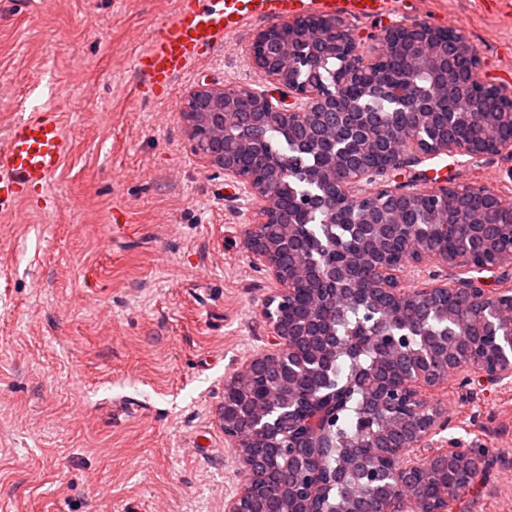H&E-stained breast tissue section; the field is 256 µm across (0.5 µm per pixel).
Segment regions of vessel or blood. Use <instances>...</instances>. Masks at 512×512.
<instances>
[{
  "label": "vessel or blood",
  "mask_w": 512,
  "mask_h": 512,
  "mask_svg": "<svg viewBox=\"0 0 512 512\" xmlns=\"http://www.w3.org/2000/svg\"><path fill=\"white\" fill-rule=\"evenodd\" d=\"M401 0H177L134 62L138 98L166 99L176 80L256 20L319 13L369 20L397 13ZM73 150L60 112L36 108L0 140V218L46 193Z\"/></svg>",
  "instance_id": "vessel-or-blood-1"
}]
</instances>
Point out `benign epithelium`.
I'll use <instances>...</instances> for the list:
<instances>
[{
    "label": "benign epithelium",
    "mask_w": 512,
    "mask_h": 512,
    "mask_svg": "<svg viewBox=\"0 0 512 512\" xmlns=\"http://www.w3.org/2000/svg\"><path fill=\"white\" fill-rule=\"evenodd\" d=\"M378 46L361 52L358 38L346 20L313 17L307 21L288 18L256 34L248 48L252 67L264 78L288 90V101L275 99L265 91L246 86L216 87L201 84L191 88L185 99L183 115L188 119L190 137L195 151L224 169V176L233 179L254 199L263 202L253 215L247 246L253 266L264 270L278 285L268 299L264 316L268 330L276 342L271 352H259L224 382V440L236 449L239 470L249 477L244 492L230 499L225 512H309L330 487L333 474L323 466L325 437L336 415V398L320 399L303 409L298 404L303 378L317 374L336 355L333 338L322 320L309 313L304 326L284 322L282 306L296 305L300 287L314 292L320 306L336 307L345 294L354 261L326 258L323 263L296 266L285 272L280 254L296 245L291 233L295 219L312 205L324 202L349 207L357 205L366 211L368 222L401 230L403 213L413 205L432 202L429 208L435 221L448 222V193L455 188L447 182L424 191L410 190L392 183L394 172L427 156L445 154L450 157L480 158L511 156L512 139L501 140L496 125H488L482 142L456 138H425L424 131L438 112V97L452 87L469 102L487 91H495L499 100L498 115L512 121V88L488 83L483 75L479 54L474 46L456 30L418 22L393 25L377 36ZM389 50L405 54V77L391 83L375 79ZM331 58L341 61L343 73L339 83L326 84L315 78L319 69ZM420 70L433 77L430 87L414 81ZM359 72L372 81L362 88L363 95L379 94L390 100L393 111L409 116L408 131L387 133L372 121L366 111L344 90L345 82ZM208 99L217 111L224 113V126L200 128L190 120L191 106ZM260 112L290 131L304 135L306 147L327 156L331 172L319 176L320 194L293 199L292 215L283 217L272 203L276 197L274 179L266 172H245L226 153L220 158L202 147L203 138L226 135L237 127L243 110ZM238 142L261 150L262 135L258 129H241ZM379 150L387 163L370 167L364 157ZM372 263L371 286L365 290L370 301L384 300L393 310L408 305L425 309L448 292L460 296L459 307L451 316L460 325L468 323L467 313L474 308L487 309L485 335L493 343L488 356H478L464 363H453L450 351L428 349L420 356L403 351L404 336L368 332L353 341L363 348L379 352L394 361L409 360L410 367L386 384L385 396L372 398L368 418L381 427L375 450L360 452L358 463L368 466L386 461L384 494L379 497L377 512H448V494L432 501L416 493V477L422 463L438 477L454 474V483L468 485L485 463L481 448H461L450 441L446 448H434L436 436L448 427V419L427 394L448 383V377L462 376L460 386L469 382L472 373L492 382L512 381V289L487 287L483 278L473 273L512 265V248L494 254L472 250L463 265L450 260L448 253L415 247L407 257L396 259L384 248L381 234L372 232L362 237ZM434 268L430 282L410 290L404 286L401 272L405 266ZM452 267L458 277L453 285L438 272ZM262 441L274 448L290 452L279 470L288 494L277 509L258 497L270 472L267 463L244 451L250 444Z\"/></svg>",
    "instance_id": "1"
}]
</instances>
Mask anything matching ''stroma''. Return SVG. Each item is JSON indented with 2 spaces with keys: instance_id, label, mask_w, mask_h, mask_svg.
<instances>
[{
  "instance_id": "obj_1",
  "label": "stroma",
  "mask_w": 512,
  "mask_h": 512,
  "mask_svg": "<svg viewBox=\"0 0 512 512\" xmlns=\"http://www.w3.org/2000/svg\"><path fill=\"white\" fill-rule=\"evenodd\" d=\"M173 0H25L0 11V135L61 112L74 151L42 204L0 221V512H224L246 478L224 442V382L269 348L275 285L246 245L258 202L194 151L199 83L265 89L247 52L262 23L192 69L170 100L132 96L136 54ZM395 22L454 25L512 86V21L475 0H404ZM512 199V158L440 155L400 170L425 188ZM443 439L485 449L448 512H512V383L432 393Z\"/></svg>"
}]
</instances>
